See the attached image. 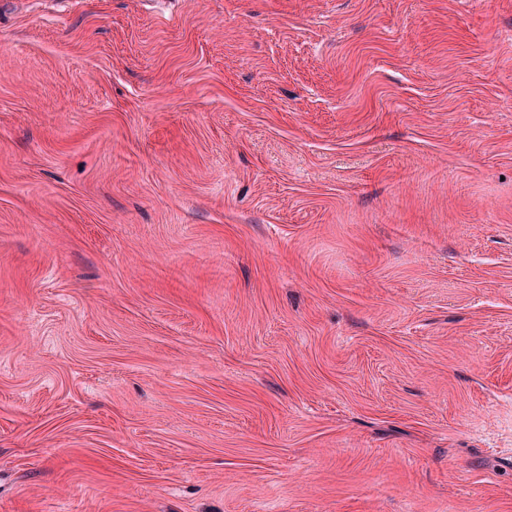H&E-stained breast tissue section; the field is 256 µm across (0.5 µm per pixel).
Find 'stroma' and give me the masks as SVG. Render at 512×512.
<instances>
[{
  "label": "stroma",
  "instance_id": "obj_1",
  "mask_svg": "<svg viewBox=\"0 0 512 512\" xmlns=\"http://www.w3.org/2000/svg\"><path fill=\"white\" fill-rule=\"evenodd\" d=\"M0 512H512V0H0Z\"/></svg>",
  "mask_w": 512,
  "mask_h": 512
}]
</instances>
